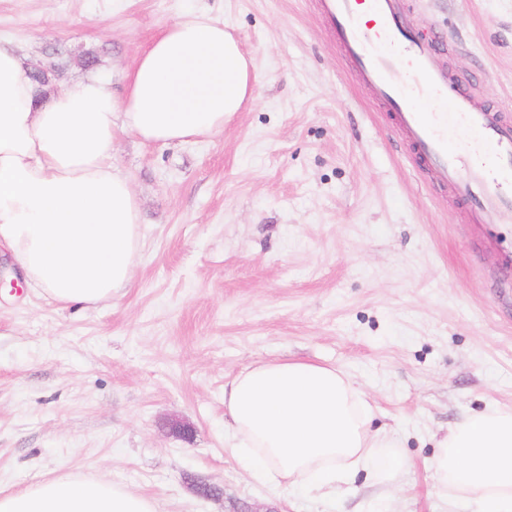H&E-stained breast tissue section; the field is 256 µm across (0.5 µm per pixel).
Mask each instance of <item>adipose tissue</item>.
Wrapping results in <instances>:
<instances>
[{
  "mask_svg": "<svg viewBox=\"0 0 512 512\" xmlns=\"http://www.w3.org/2000/svg\"><path fill=\"white\" fill-rule=\"evenodd\" d=\"M253 62L223 24L168 25L137 57L116 97L90 75L42 93L27 57L0 37V245L33 287L86 308L126 286L140 246V212L112 163L122 127L171 144L223 131L253 94ZM224 437L259 484L330 498L358 475L392 488L412 461L370 428L365 393L342 370L308 361L258 363L224 386ZM433 491L512 512V409L471 415L436 444ZM0 512H157L155 501L106 478L63 475L0 490Z\"/></svg>",
  "mask_w": 512,
  "mask_h": 512,
  "instance_id": "obj_1",
  "label": "adipose tissue"
}]
</instances>
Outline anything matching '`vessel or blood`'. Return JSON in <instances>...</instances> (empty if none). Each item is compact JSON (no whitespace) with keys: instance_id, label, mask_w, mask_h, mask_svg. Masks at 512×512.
<instances>
[{"instance_id":"vessel-or-blood-1","label":"vessel or blood","mask_w":512,"mask_h":512,"mask_svg":"<svg viewBox=\"0 0 512 512\" xmlns=\"http://www.w3.org/2000/svg\"><path fill=\"white\" fill-rule=\"evenodd\" d=\"M349 67L397 113L415 159L471 198L486 223H512V126L473 103L468 85L440 69V40L424 44L402 0H324ZM437 101L438 112L420 111Z\"/></svg>"}]
</instances>
